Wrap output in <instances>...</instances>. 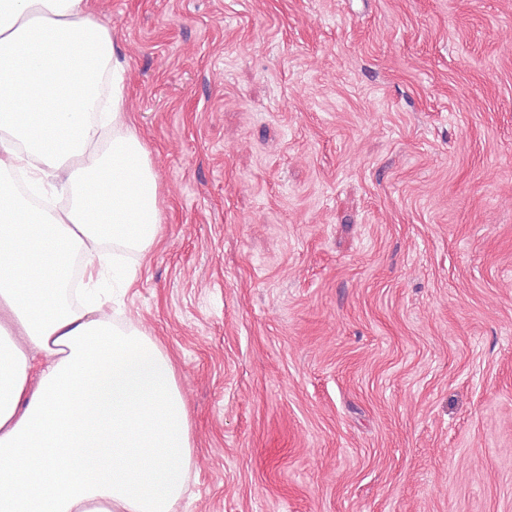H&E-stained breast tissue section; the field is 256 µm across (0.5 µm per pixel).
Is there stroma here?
I'll return each instance as SVG.
<instances>
[{
    "instance_id": "1",
    "label": "stroma",
    "mask_w": 512,
    "mask_h": 512,
    "mask_svg": "<svg viewBox=\"0 0 512 512\" xmlns=\"http://www.w3.org/2000/svg\"><path fill=\"white\" fill-rule=\"evenodd\" d=\"M162 222L179 512H512V0H90Z\"/></svg>"
}]
</instances>
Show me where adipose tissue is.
<instances>
[{"label":"adipose tissue","instance_id":"obj_1","mask_svg":"<svg viewBox=\"0 0 512 512\" xmlns=\"http://www.w3.org/2000/svg\"><path fill=\"white\" fill-rule=\"evenodd\" d=\"M125 73L88 0H0V512H178L186 489L174 361L109 314L161 222ZM19 173L71 203L33 207Z\"/></svg>","mask_w":512,"mask_h":512}]
</instances>
